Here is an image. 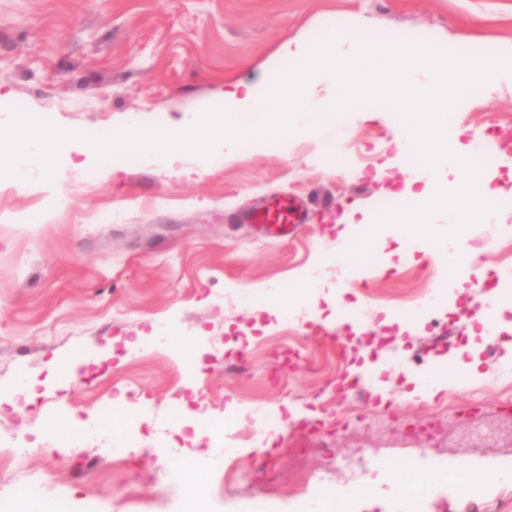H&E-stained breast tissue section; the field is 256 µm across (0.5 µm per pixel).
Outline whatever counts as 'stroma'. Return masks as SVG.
<instances>
[{
	"label": "stroma",
	"instance_id": "35a3bbf8",
	"mask_svg": "<svg viewBox=\"0 0 512 512\" xmlns=\"http://www.w3.org/2000/svg\"><path fill=\"white\" fill-rule=\"evenodd\" d=\"M348 18L380 38L425 37L452 52L512 42V0H0V90L8 94L0 126L20 111L77 135L72 152L58 156L69 198L62 210H46L41 176L24 189L0 179V440L35 437L29 446L11 443L0 459V512L26 498L59 512H186L185 489L171 474L217 447L193 424L223 420L231 402L233 452L197 474L208 512H308L312 495L289 483V471L345 488L358 449L371 487L350 512H412L393 469L422 447L452 467L475 460L489 492L505 486L492 463L512 453V415L491 402L474 419L434 420L429 410L446 400L471 406L498 362L512 361V292L497 286L486 252L487 243L512 240V196L503 193L512 153L484 168L500 193L494 211L458 236L471 257L463 281L432 242L412 248L384 235L367 258L336 259L339 241L367 233L353 212L376 218L395 204L418 205L404 189L421 162L397 152L389 114L375 122L345 116L335 154L316 135L295 133L284 149L242 145L192 180L180 175L183 155L149 164L117 157V183L99 168H74L96 154L89 137L120 132L137 115L163 127L177 118L173 104L216 101L228 82L275 80L266 64L282 42L320 39ZM459 110L461 142L482 139L484 121L512 119V86L472 88ZM274 197L305 207L291 238L264 236L248 220ZM312 267L315 287H299L298 273ZM440 288V309L420 314L415 298ZM292 290L297 300L282 309ZM488 291L504 304L502 329L480 339L473 318ZM339 305L353 318L333 335L326 320ZM173 339L196 347L197 364L172 352ZM464 347L477 372L449 377L448 359ZM73 353L83 370L105 369L95 390L51 374V358ZM421 372L440 383L434 395L418 389ZM22 380L34 385L24 404L13 399ZM116 397L130 413L120 455L99 420ZM258 405L316 416L323 426L306 443L336 449L337 462L292 460L295 434L261 433ZM349 406L358 419L344 418ZM71 414L80 423L74 449L55 451L57 424ZM478 421L495 439L477 454L470 434ZM411 423L429 427L431 439L408 437ZM98 446L106 455L95 457ZM259 446L273 458L264 480ZM419 475L427 482L422 512H478L476 498L432 481L430 468Z\"/></svg>",
	"mask_w": 512,
	"mask_h": 512
}]
</instances>
